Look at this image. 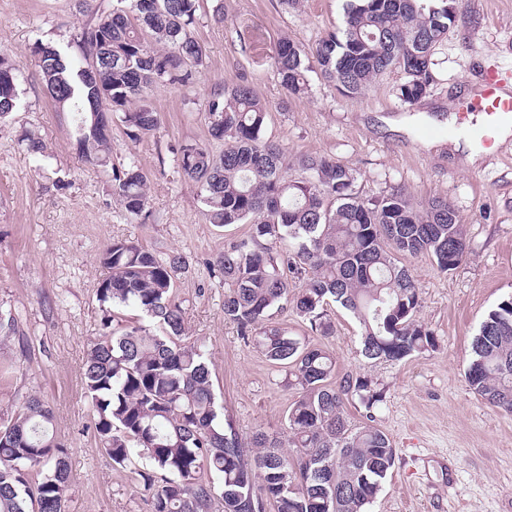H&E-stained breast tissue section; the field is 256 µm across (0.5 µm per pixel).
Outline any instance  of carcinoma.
<instances>
[{
	"label": "carcinoma",
	"instance_id": "cac0c4a2",
	"mask_svg": "<svg viewBox=\"0 0 512 512\" xmlns=\"http://www.w3.org/2000/svg\"><path fill=\"white\" fill-rule=\"evenodd\" d=\"M455 0H343L337 31L312 56L284 37L276 45L281 85L309 91L307 73L346 96L363 93L392 69L404 74L400 98L412 104L435 82L431 60L454 24ZM199 0H112L76 42L73 56L35 40L31 47L45 87L59 107L78 116L77 144L89 163L106 166L112 125L136 137L157 129L150 91L184 85L203 64L192 35ZM96 61L97 73L84 68ZM18 69L0 56V119L17 110ZM267 107L246 83L208 101L216 155L186 143L174 152L177 172L200 189L202 214L217 227L248 224V235L224 244V317L241 339L288 371L296 391L288 407V447L258 432L239 434L221 416L201 346L190 340L175 282L188 271L180 254L161 258L127 241L105 246L108 270L97 290L107 315L88 353L85 397L94 431L109 461L136 474L151 494L152 512H367L395 461L388 436L372 425L384 389L368 376L336 377V361L280 327L290 309L311 332H333L332 306L350 312L360 329V354L400 361L437 347L417 322L418 286L397 256L429 257L454 270L468 245L460 215L448 200L415 202L401 187L378 197L356 191L357 176L341 162L308 155L302 175L288 176L283 148L266 139ZM27 150L41 165L50 156L40 138ZM146 172L130 161L112 168V195L132 219L148 213ZM302 281L297 287L288 275ZM132 308L155 324L114 325L115 311ZM470 387L512 416V296L482 321L471 344ZM358 401L366 422L352 427L345 411ZM69 465L54 434L53 412L31 397L0 420V512H63Z\"/></svg>",
	"mask_w": 512,
	"mask_h": 512
}]
</instances>
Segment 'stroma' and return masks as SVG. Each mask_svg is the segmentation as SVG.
<instances>
[{
    "label": "stroma",
    "instance_id": "stroma-1",
    "mask_svg": "<svg viewBox=\"0 0 512 512\" xmlns=\"http://www.w3.org/2000/svg\"><path fill=\"white\" fill-rule=\"evenodd\" d=\"M457 19L433 60L436 77L417 103H403L400 71L386 73L348 97L317 73L308 94L291 96L274 62L287 36L305 52L341 22L342 0H201L195 36L204 65L186 85L151 92L158 128L139 139L112 127V161L148 174L150 217L130 220L112 197L110 167L82 158L70 112L47 96L30 48L35 39L72 46L93 19L80 0H0V54L20 70V104L0 120V417L29 397L48 402L54 432L70 465L65 512H150L132 467L103 455L83 389L87 353L101 333L97 298L107 271L102 249L115 240L139 243L160 256L183 255L176 296L189 333L204 350L218 403L243 437L286 435L295 393L284 370L244 344L224 318V282L217 260L225 240L247 225L221 229L202 216L197 185L177 173L173 148L187 142L223 150L207 127L209 99L247 82L268 107L265 136L289 159L331 156L357 175L366 197L404 185L416 201L443 197L463 219L468 254L446 273L424 257H401L419 287V323L434 331L436 349L400 361L358 353L359 327L333 308L332 336L310 332L285 312L278 321L328 349L337 375H367L385 389L374 424L396 452L394 466L369 512H512V417L477 395L465 377L470 343L481 321L512 295V140L481 151L467 165L448 137H421L431 119L465 114L468 94L484 74L512 81V0H457ZM34 132L51 156L40 168L24 135Z\"/></svg>",
    "mask_w": 512,
    "mask_h": 512
}]
</instances>
